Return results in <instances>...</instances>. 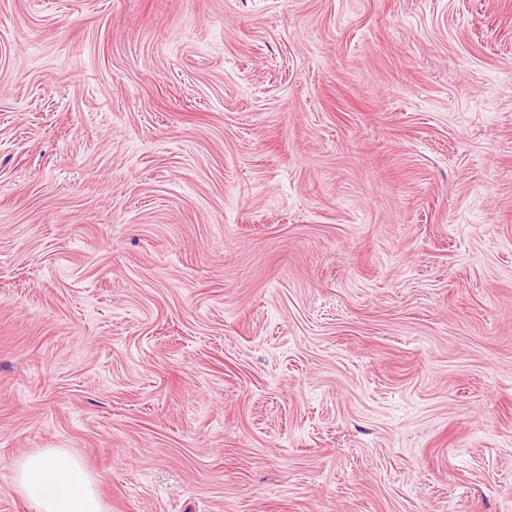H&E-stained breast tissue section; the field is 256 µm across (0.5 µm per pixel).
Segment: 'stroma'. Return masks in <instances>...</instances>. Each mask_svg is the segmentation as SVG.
I'll return each instance as SVG.
<instances>
[{"label": "stroma", "instance_id": "35a3bbf8", "mask_svg": "<svg viewBox=\"0 0 512 512\" xmlns=\"http://www.w3.org/2000/svg\"><path fill=\"white\" fill-rule=\"evenodd\" d=\"M512 512V0H0V512ZM13 483L33 512H108L97 477L63 448L22 457Z\"/></svg>", "mask_w": 512, "mask_h": 512}]
</instances>
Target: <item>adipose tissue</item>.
I'll return each mask as SVG.
<instances>
[{
	"instance_id": "1",
	"label": "adipose tissue",
	"mask_w": 512,
	"mask_h": 512,
	"mask_svg": "<svg viewBox=\"0 0 512 512\" xmlns=\"http://www.w3.org/2000/svg\"><path fill=\"white\" fill-rule=\"evenodd\" d=\"M13 483L32 512H108L97 477L62 448L22 457Z\"/></svg>"
}]
</instances>
